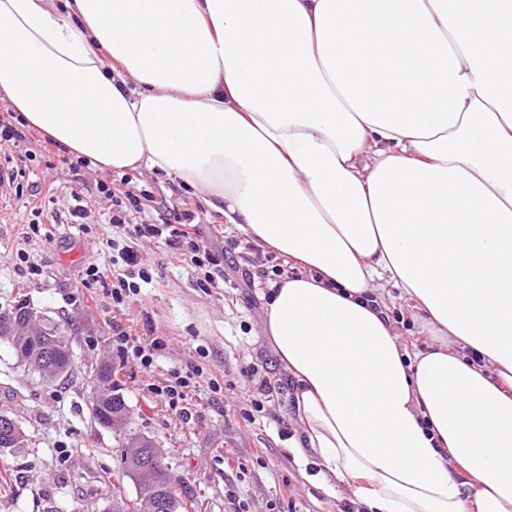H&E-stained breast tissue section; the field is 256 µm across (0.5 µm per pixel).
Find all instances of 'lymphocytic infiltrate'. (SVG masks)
Listing matches in <instances>:
<instances>
[{
    "label": "lymphocytic infiltrate",
    "instance_id": "1",
    "mask_svg": "<svg viewBox=\"0 0 512 512\" xmlns=\"http://www.w3.org/2000/svg\"><path fill=\"white\" fill-rule=\"evenodd\" d=\"M96 195L108 203V222L122 229L127 241L112 262V309L119 315L112 323V350L120 362H131L146 372L158 367L169 339L152 327L134 329L128 318L135 306L143 283L152 274L143 263L137 241L153 238L163 241L171 257L195 270L192 285L203 293L222 287L224 272L212 240L224 233L223 225L212 226L210 235H203L199 208L190 198L168 207L158 202L153 192L138 185L130 176L115 177L103 172L95 183ZM198 369H171L157 390L168 400L172 413L179 419L192 416L191 401L196 392Z\"/></svg>",
    "mask_w": 512,
    "mask_h": 512
}]
</instances>
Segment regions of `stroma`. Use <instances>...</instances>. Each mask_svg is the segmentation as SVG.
<instances>
[{
    "instance_id": "obj_1",
    "label": "stroma",
    "mask_w": 512,
    "mask_h": 512,
    "mask_svg": "<svg viewBox=\"0 0 512 512\" xmlns=\"http://www.w3.org/2000/svg\"><path fill=\"white\" fill-rule=\"evenodd\" d=\"M72 156L52 147L49 155L24 163L18 149L0 145V166L24 167L19 193L0 196V308L26 303L56 322L74 324L78 340L75 364L114 363L129 410L126 427L103 428L89 412V387L80 374L68 382L47 383L21 365L11 347L0 341V409H8L29 436L19 448H0V512H110L118 499H132L131 481H117L122 443L150 437L164 450V464L178 479L181 498L199 499L202 512H341L351 497L346 488L327 489L318 468L290 446L298 432L292 419V388L263 333L268 299L264 290L247 287L244 272L275 279L280 255L262 247L243 252V235L222 215L201 212L203 224H220L224 238V285L206 294L193 288L191 267L176 266L164 245L139 242L137 250L153 280L139 305L157 333L169 336L163 368L201 369L193 397L192 419H176L163 397L148 388L149 377L112 353V299L104 281L84 287L81 270L96 263L105 278L112 273L109 239L121 229L105 224L102 206L94 204L93 167L72 172ZM91 202L90 233L71 222V188ZM43 207L47 237L28 238L26 207ZM25 250L40 274L28 276L16 253ZM380 302L396 313L394 326L402 344L417 350L434 344L413 316L400 289L382 282ZM268 381L269 396L259 394ZM221 392H213L212 382ZM262 411H254L253 399Z\"/></svg>"
}]
</instances>
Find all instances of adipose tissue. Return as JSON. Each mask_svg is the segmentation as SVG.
Wrapping results in <instances>:
<instances>
[{
	"mask_svg": "<svg viewBox=\"0 0 512 512\" xmlns=\"http://www.w3.org/2000/svg\"><path fill=\"white\" fill-rule=\"evenodd\" d=\"M0 93L299 268L264 334L324 482L512 512V0H0ZM379 277L436 344H401Z\"/></svg>",
	"mask_w": 512,
	"mask_h": 512,
	"instance_id": "obj_1",
	"label": "adipose tissue"
}]
</instances>
